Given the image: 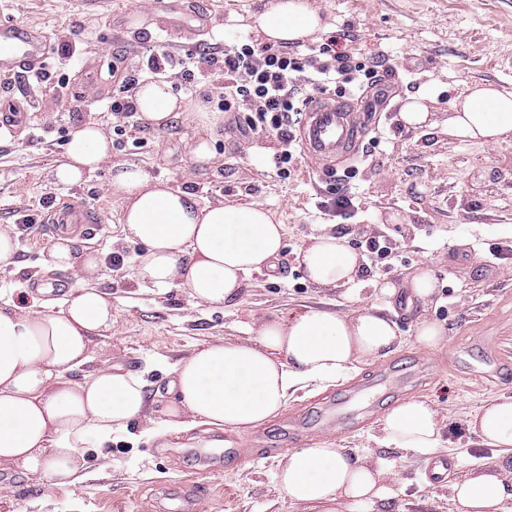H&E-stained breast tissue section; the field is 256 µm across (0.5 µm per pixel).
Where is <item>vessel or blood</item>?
<instances>
[{"instance_id":"vessel-or-blood-1","label":"vessel or blood","mask_w":512,"mask_h":512,"mask_svg":"<svg viewBox=\"0 0 512 512\" xmlns=\"http://www.w3.org/2000/svg\"><path fill=\"white\" fill-rule=\"evenodd\" d=\"M48 49L38 30L0 20V63L29 72L45 69ZM382 96L367 92L359 100L312 96L301 128L302 146L313 168L330 169L354 158L365 134L375 127Z\"/></svg>"}]
</instances>
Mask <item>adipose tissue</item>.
Here are the masks:
<instances>
[{"instance_id": "adipose-tissue-1", "label": "adipose tissue", "mask_w": 512, "mask_h": 512, "mask_svg": "<svg viewBox=\"0 0 512 512\" xmlns=\"http://www.w3.org/2000/svg\"><path fill=\"white\" fill-rule=\"evenodd\" d=\"M328 22L311 0H274L255 15L254 29L265 41L286 45L326 30ZM141 120L163 127L183 118L197 121L202 135L192 158L211 163L213 134L223 128L220 112H188L169 83L141 85L134 98ZM449 136L499 144L512 141V92L476 83L455 98ZM112 142L94 122L78 126L66 159L54 171L57 182L75 184L110 163ZM108 189L122 206L123 233L144 250L134 267L144 286L187 288L199 305H221L236 297L256 271H273L283 248L285 227L254 201L200 204L196 196L151 178L133 164L110 163ZM308 279L319 286L350 284L359 257L336 233L313 235L298 250ZM98 254L77 255L75 240L64 235L49 251L45 269L80 266L93 276ZM112 328L108 293L87 286L68 294L59 310L28 312L0 304V466L42 476L54 485L82 479L85 447H102L112 434L142 416L147 396L142 380L119 366L97 369L74 382L68 374L89 359L93 337ZM398 329L384 314L369 309L352 315L310 308L263 320L245 343H210L174 365L167 383L170 400L159 435L189 427H258L284 408L297 386L336 383L358 364L390 354ZM489 446L512 447V399L489 402L470 423ZM441 426L428 402L411 399L391 407L381 420L383 444L427 454L436 448ZM508 462L473 471L453 482L461 512H501L507 496ZM390 460L325 444L293 451L277 474L281 489L295 503L321 512H346L349 505L379 497L395 477Z\"/></svg>"}]
</instances>
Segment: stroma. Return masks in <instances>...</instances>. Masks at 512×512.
Here are the masks:
<instances>
[{"instance_id": "35a3bbf8", "label": "stroma", "mask_w": 512, "mask_h": 512, "mask_svg": "<svg viewBox=\"0 0 512 512\" xmlns=\"http://www.w3.org/2000/svg\"><path fill=\"white\" fill-rule=\"evenodd\" d=\"M162 2L148 12L145 0H111L86 14L75 0H0V17L36 26L50 48L47 80L0 68V102L26 109L22 132L0 135V225L15 224L23 214L34 222L14 264L0 268V301L35 310L82 287L79 270H43L57 239L45 218L52 207L71 203L94 209L97 223L69 224L65 231L79 249L100 255L95 285L111 294L114 322L70 377L80 381L97 368L118 365L143 377L149 399L145 417L104 447L87 449L78 485L52 486L0 468V487L7 489L0 512H164L175 499L185 512H312L290 502L275 479L285 456L246 458L229 467L196 459L194 451L224 438L237 448L278 445L291 425L315 426L357 387L363 397L355 400L346 430L311 441L395 461L396 480L359 512H459L450 482L472 468L495 466L506 454L482 444L469 420L486 401L512 398V258L493 261L488 254L490 247L512 246V143L452 139L445 126L453 100L468 85L485 81L512 91V66L504 64L512 59V0H313L330 23L318 42L336 37L360 59H378L393 81V109L381 113L368 133L371 161L360 164L355 179L362 211L342 226L349 247L375 230L387 232L397 249L369 275L342 287L312 284L296 262L298 249L324 222L314 212V198L326 195L327 185L313 179L309 159L290 178L278 177L271 162L275 140L240 134L232 115L213 136L216 162L205 166L192 158L198 134L184 121L162 128L139 122L117 132L112 99L124 77H142L150 49L162 45L180 57L208 52L223 58L235 40L252 36L253 14L271 0ZM199 9L208 24L196 17ZM427 86L436 90L432 125H401L398 107ZM89 121L111 139L113 162L135 164L203 204L254 200L273 212L286 226L276 271L253 273L233 300L215 307L194 304L183 287L164 293L140 287L132 262L142 247L122 239V211L107 189V168L74 186L54 182L52 169L63 160L73 130ZM424 266L434 277L425 305L401 287ZM386 284L398 286V293L381 295ZM372 305L400 331L402 342L388 356L334 384L295 391L259 427L203 426L155 436L168 402V374L199 346L244 341L261 320L308 308L347 314ZM424 319L443 328L438 346L417 342L416 326ZM409 399L433 404L441 426L434 454L455 463L436 486L425 480L424 456L380 441L381 418Z\"/></svg>"}]
</instances>
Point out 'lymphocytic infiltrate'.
Segmentation results:
<instances>
[{"instance_id":"lymphocytic-infiltrate-1","label":"lymphocytic infiltrate","mask_w":512,"mask_h":512,"mask_svg":"<svg viewBox=\"0 0 512 512\" xmlns=\"http://www.w3.org/2000/svg\"><path fill=\"white\" fill-rule=\"evenodd\" d=\"M336 45L332 39L310 45L300 54L247 40L225 49L220 61L205 52L183 59L157 49L147 57L146 72L150 78L162 79L176 69L184 82L191 84L205 68L221 65L224 81L217 86L216 96L222 111L246 113L249 134L275 139L273 163L278 175L287 178L300 153L297 118L310 96L331 93L354 98L378 80L376 61L357 60ZM357 172L354 166L327 171L331 197L316 205L322 215L332 220L357 214L361 201L349 187Z\"/></svg>"}]
</instances>
